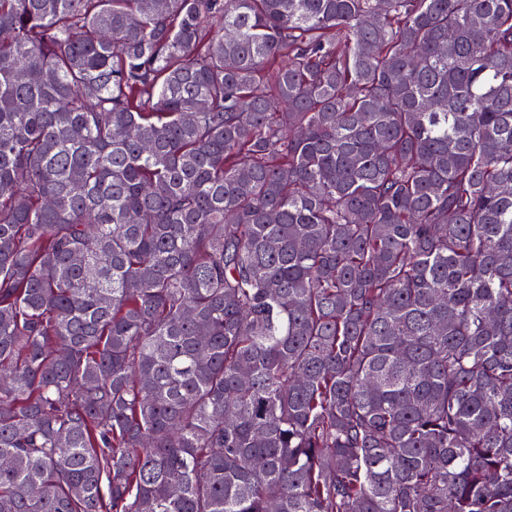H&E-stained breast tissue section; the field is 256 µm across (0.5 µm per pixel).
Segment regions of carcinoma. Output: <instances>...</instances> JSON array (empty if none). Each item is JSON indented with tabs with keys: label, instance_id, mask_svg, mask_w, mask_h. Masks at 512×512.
<instances>
[{
	"label": "carcinoma",
	"instance_id": "cac0c4a2",
	"mask_svg": "<svg viewBox=\"0 0 512 512\" xmlns=\"http://www.w3.org/2000/svg\"><path fill=\"white\" fill-rule=\"evenodd\" d=\"M0 512H512V0H0Z\"/></svg>",
	"mask_w": 512,
	"mask_h": 512
}]
</instances>
